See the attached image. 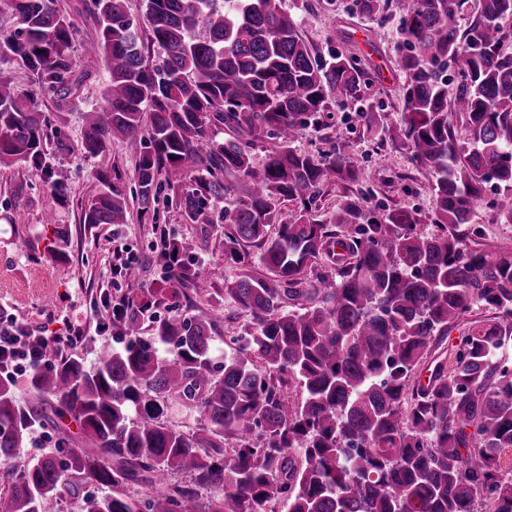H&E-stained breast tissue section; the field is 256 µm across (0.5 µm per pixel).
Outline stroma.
<instances>
[{
  "label": "stroma",
  "mask_w": 512,
  "mask_h": 512,
  "mask_svg": "<svg viewBox=\"0 0 512 512\" xmlns=\"http://www.w3.org/2000/svg\"><path fill=\"white\" fill-rule=\"evenodd\" d=\"M352 0H337L335 11L309 9L305 0H283L295 15L303 34L318 50L333 45L353 46L362 60L379 64L372 96L382 104L388 123H396L404 105L403 76L394 67L400 41L396 19L376 25L350 11ZM85 0H56L64 13L78 16L77 49L73 77L79 84L78 104L66 111L59 127L63 148H50L46 163L65 167L69 193L57 200L49 187L31 171L21 167L0 168V317L16 318L35 330L62 333L73 323H84L88 333L74 353L86 365H94L97 354L112 349L117 341L111 330L96 329L97 319L108 317L121 298L141 289L163 285V271L156 259L165 241L183 246L184 261L207 275L208 296L189 294L188 304L206 302L213 307L215 341L211 350L214 364L224 362L226 337L240 334L248 322L246 313L223 299L224 279L232 271L224 265V227L220 224H190L175 207L159 204L156 223L131 213L127 224L112 226L82 224L81 214L99 191L97 160L81 150L82 114L99 104L109 74L101 58L85 55L83 44L93 40L97 23L85 15ZM354 105L336 108L327 130L306 128L296 146L307 153L323 150V134H330L336 146L356 153L364 169L362 190L371 191L372 201L388 207L417 209L428 213L435 200L427 188V174L411 161L406 150L392 146L375 148L364 138L353 119ZM69 234L64 260L49 263L42 254L55 238L56 228ZM128 245L136 256V278L120 274L116 242Z\"/></svg>",
  "instance_id": "stroma-1"
}]
</instances>
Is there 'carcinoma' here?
I'll return each mask as SVG.
<instances>
[{
    "mask_svg": "<svg viewBox=\"0 0 512 512\" xmlns=\"http://www.w3.org/2000/svg\"><path fill=\"white\" fill-rule=\"evenodd\" d=\"M8 2L19 27L0 33V56L32 72L58 112L0 69V166L40 174L62 198L67 175L45 155L49 127L77 98L76 27L56 0ZM353 6L378 23L398 15L406 93L393 126L369 99L371 72L334 47L321 56L279 0H144V30L127 0H90L98 32L85 53L104 58L109 80L83 115L82 149L97 158L126 141L141 218L156 220L164 199L193 224L224 225V261L237 270L224 301L250 322L214 366L211 311L181 303L208 281L168 243L169 287L112 316L120 349L90 368L71 355L33 372L26 405L0 384L1 461L35 425L79 426V443L63 432L58 452L15 474L5 512H62L63 493L82 485L105 493H83L79 512H512V472L497 464L512 448V244L481 248L469 228L489 190L512 223V0ZM349 102L369 140L428 170L430 213L377 214L353 191L363 175L353 153L294 147ZM96 178L82 223H128L106 163ZM332 185L343 195L326 222L319 201ZM211 199L224 200L217 215ZM286 201L297 214L279 224ZM428 222L436 232L420 231ZM164 301L170 315L148 340L142 313ZM171 398L198 414L195 430L162 420ZM214 487L221 494L203 495Z\"/></svg>",
    "mask_w": 512,
    "mask_h": 512,
    "instance_id": "obj_1",
    "label": "carcinoma"
}]
</instances>
